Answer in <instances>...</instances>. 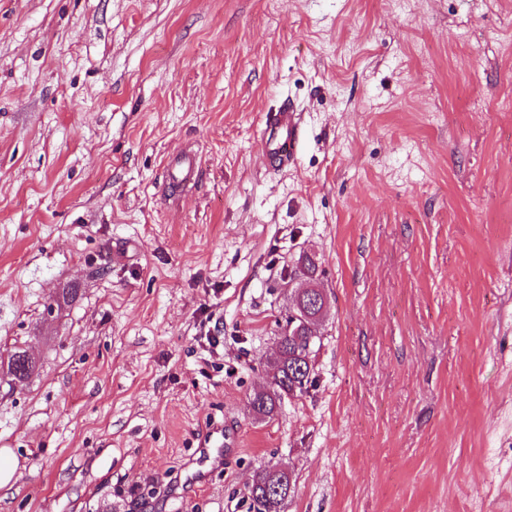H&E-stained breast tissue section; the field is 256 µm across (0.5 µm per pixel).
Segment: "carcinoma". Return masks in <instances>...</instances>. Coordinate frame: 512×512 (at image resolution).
Listing matches in <instances>:
<instances>
[{
    "mask_svg": "<svg viewBox=\"0 0 512 512\" xmlns=\"http://www.w3.org/2000/svg\"><path fill=\"white\" fill-rule=\"evenodd\" d=\"M294 278L301 281L300 291L304 297L294 296L292 308L282 328L276 358L268 362L270 389L253 396V411L263 417L272 416L286 397L303 395L311 384V356L317 336L316 326L327 315L324 304L307 307L311 296H319L322 289L318 286V263L313 256H299L294 270ZM11 374L22 380L33 368L31 359L25 353L16 352L10 356ZM271 467H264L252 476L249 489V512H281L285 501L292 492V485H274L270 483Z\"/></svg>",
    "mask_w": 512,
    "mask_h": 512,
    "instance_id": "1",
    "label": "carcinoma"
}]
</instances>
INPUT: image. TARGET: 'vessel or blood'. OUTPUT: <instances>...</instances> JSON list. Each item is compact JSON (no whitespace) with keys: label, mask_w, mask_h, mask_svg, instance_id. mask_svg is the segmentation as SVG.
<instances>
[{"label":"vessel or blood","mask_w":512,"mask_h":512,"mask_svg":"<svg viewBox=\"0 0 512 512\" xmlns=\"http://www.w3.org/2000/svg\"><path fill=\"white\" fill-rule=\"evenodd\" d=\"M261 146L268 163L275 168H285L295 159L301 137V120L293 103L283 102L267 114L260 133ZM172 181L171 192L192 189L196 180V162L191 152L185 151L172 158L168 164Z\"/></svg>","instance_id":"1"}]
</instances>
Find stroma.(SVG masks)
Returning a JSON list of instances; mask_svg holds the SVG:
<instances>
[{
    "instance_id": "1",
    "label": "stroma",
    "mask_w": 512,
    "mask_h": 512,
    "mask_svg": "<svg viewBox=\"0 0 512 512\" xmlns=\"http://www.w3.org/2000/svg\"><path fill=\"white\" fill-rule=\"evenodd\" d=\"M303 253L314 384L258 419ZM0 448V512H249L272 464L283 512H512V0H0ZM260 137L263 153L272 167L285 168L294 162L301 137V120L293 103L284 101L266 115ZM168 167L169 175L174 179L172 183L168 184V189H170L169 195L192 189L195 186L196 162L190 151H184L172 158Z\"/></svg>"
}]
</instances>
